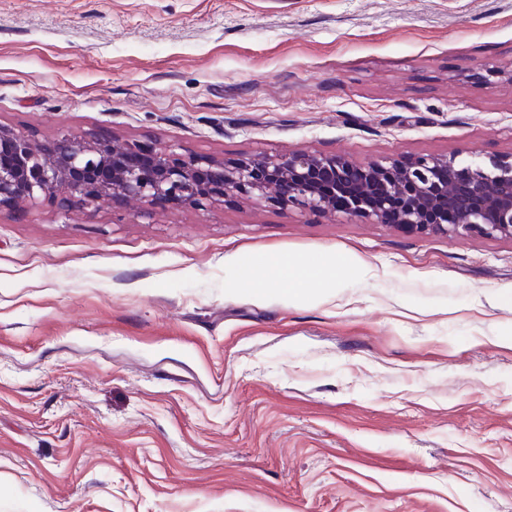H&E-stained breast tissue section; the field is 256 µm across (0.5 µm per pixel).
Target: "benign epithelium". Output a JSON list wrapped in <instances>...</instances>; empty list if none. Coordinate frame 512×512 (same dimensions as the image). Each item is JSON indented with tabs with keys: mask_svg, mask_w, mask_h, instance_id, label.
Returning a JSON list of instances; mask_svg holds the SVG:
<instances>
[{
	"mask_svg": "<svg viewBox=\"0 0 512 512\" xmlns=\"http://www.w3.org/2000/svg\"><path fill=\"white\" fill-rule=\"evenodd\" d=\"M230 193L339 212L408 234L512 240V154L470 162L419 155L366 165L308 152L217 160L96 133L66 131L36 146L0 125V209L28 203L95 211L128 200L149 208H216Z\"/></svg>",
	"mask_w": 512,
	"mask_h": 512,
	"instance_id": "7a95c632",
	"label": "benign epithelium"
}]
</instances>
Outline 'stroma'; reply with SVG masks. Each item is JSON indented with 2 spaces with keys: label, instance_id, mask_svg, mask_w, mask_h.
I'll return each mask as SVG.
<instances>
[{
  "label": "stroma",
  "instance_id": "1",
  "mask_svg": "<svg viewBox=\"0 0 512 512\" xmlns=\"http://www.w3.org/2000/svg\"><path fill=\"white\" fill-rule=\"evenodd\" d=\"M0 125L217 159L512 153V0H0ZM275 253L362 272L295 302ZM512 240L0 210V512H512Z\"/></svg>",
  "mask_w": 512,
  "mask_h": 512
}]
</instances>
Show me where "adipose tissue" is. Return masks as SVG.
I'll return each mask as SVG.
<instances>
[{
  "mask_svg": "<svg viewBox=\"0 0 512 512\" xmlns=\"http://www.w3.org/2000/svg\"><path fill=\"white\" fill-rule=\"evenodd\" d=\"M360 267L359 260L349 258H328L318 262L306 261L296 267L291 263L270 257L257 260L253 265L256 272L276 282L287 283L288 294L292 297L302 296V285L306 281L324 279L331 284L337 283L342 277Z\"/></svg>",
  "mask_w": 512,
  "mask_h": 512,
  "instance_id": "ef3b65f1",
  "label": "adipose tissue"
}]
</instances>
